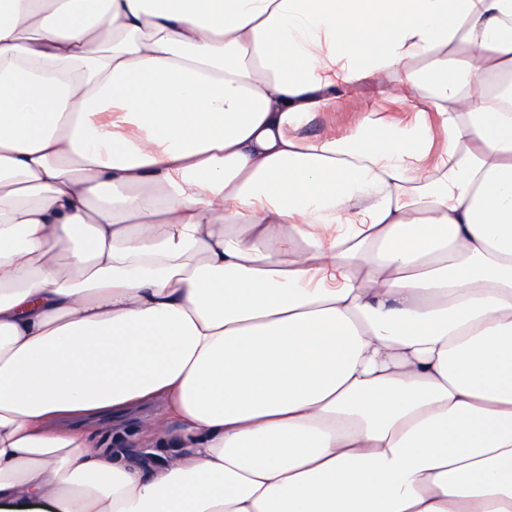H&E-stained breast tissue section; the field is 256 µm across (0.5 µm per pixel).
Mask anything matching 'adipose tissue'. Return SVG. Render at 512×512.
<instances>
[{
	"label": "adipose tissue",
	"instance_id": "obj_1",
	"mask_svg": "<svg viewBox=\"0 0 512 512\" xmlns=\"http://www.w3.org/2000/svg\"><path fill=\"white\" fill-rule=\"evenodd\" d=\"M0 512H512V0H0ZM355 103L348 96H342L336 101V111L330 112L320 120V126L335 125L336 130L346 129L356 116ZM88 432L104 448H124L125 451L132 453L144 447V440L134 429L132 421H128L124 426L123 436L120 432H114V427L112 429V417L98 419ZM117 435L121 438L118 439Z\"/></svg>",
	"mask_w": 512,
	"mask_h": 512
}]
</instances>
